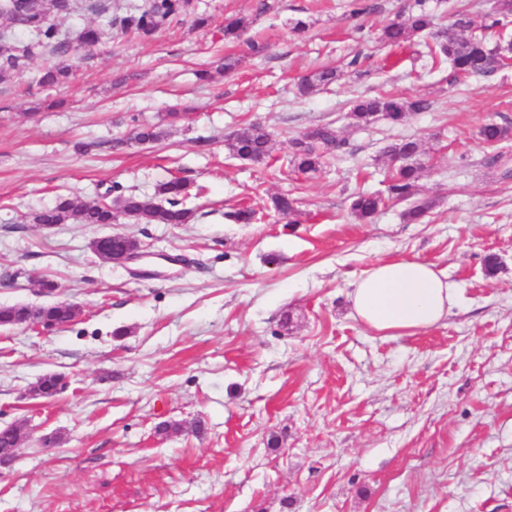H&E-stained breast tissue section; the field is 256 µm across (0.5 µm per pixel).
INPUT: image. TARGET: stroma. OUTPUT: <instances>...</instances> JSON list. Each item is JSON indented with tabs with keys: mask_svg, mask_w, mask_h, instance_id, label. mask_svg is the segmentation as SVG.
Returning a JSON list of instances; mask_svg holds the SVG:
<instances>
[{
	"mask_svg": "<svg viewBox=\"0 0 512 512\" xmlns=\"http://www.w3.org/2000/svg\"><path fill=\"white\" fill-rule=\"evenodd\" d=\"M349 2L192 0L184 24L151 36L104 30L72 58L69 83L34 86L42 50L0 80V306L81 308L49 333L0 328V427L25 428L0 468V512H512V141L477 138L488 121L512 127V66L449 85L424 36L380 40L414 0H364L358 17ZM230 15L268 43L264 56L225 42ZM359 52L361 71L349 65ZM225 56L232 71L217 68ZM323 66L338 81L298 96ZM384 91L429 108L353 125V98ZM180 104L195 111L171 125ZM252 122L271 132L269 156L230 158L225 137ZM326 122L348 154L314 173L286 168L291 139ZM142 124L167 135L138 143ZM406 137L423 148L430 218L408 223L391 204L358 223L350 196L384 191L387 148ZM497 150L506 163L483 166ZM174 175L198 192L195 223L28 221L115 184L150 196ZM280 194L298 213L275 211ZM237 206L256 221L225 220ZM116 232L151 258L101 260L93 241ZM404 258L447 275L458 302L435 327L381 335L348 292ZM44 280L55 294H41ZM49 373L63 393L29 397ZM165 421L184 428L158 435Z\"/></svg>",
	"mask_w": 512,
	"mask_h": 512,
	"instance_id": "obj_1",
	"label": "stroma"
}]
</instances>
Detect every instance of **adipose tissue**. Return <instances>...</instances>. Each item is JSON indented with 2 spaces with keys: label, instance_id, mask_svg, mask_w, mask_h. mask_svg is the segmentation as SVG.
Listing matches in <instances>:
<instances>
[{
  "label": "adipose tissue",
  "instance_id": "adipose-tissue-1",
  "mask_svg": "<svg viewBox=\"0 0 512 512\" xmlns=\"http://www.w3.org/2000/svg\"><path fill=\"white\" fill-rule=\"evenodd\" d=\"M458 290L431 264L419 260L372 266L353 284L350 303L355 316L386 335L432 328L456 305Z\"/></svg>",
  "mask_w": 512,
  "mask_h": 512
}]
</instances>
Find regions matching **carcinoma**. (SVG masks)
Listing matches in <instances>:
<instances>
[{
    "label": "carcinoma",
    "instance_id": "obj_1",
    "mask_svg": "<svg viewBox=\"0 0 512 512\" xmlns=\"http://www.w3.org/2000/svg\"><path fill=\"white\" fill-rule=\"evenodd\" d=\"M190 0H143L141 6L116 8L109 13L106 0H0V79L14 71L24 69L36 48L49 50L57 61L47 67L37 83L50 86L66 82L71 75L68 57L80 48L95 47L102 36V30L86 25L70 35L59 30L52 20V13H68L85 10L105 18L110 28L118 27L124 33L148 36L164 25L184 23ZM512 18V0H494L488 23L476 27L467 11L454 13V21L447 28H438L433 15L427 11L425 0H416L412 10L397 16L384 27L381 38L384 42L399 46L412 36L423 34L430 38L426 43L433 62L447 64L451 68L449 81L459 82L473 77L489 76L505 66L512 58V44L503 46L489 41L488 32ZM248 22L243 17L228 18L224 21V40L234 41L241 37ZM31 36V43L18 46L20 35ZM336 70L324 68L304 77L298 91L306 96L314 90L336 81ZM429 108L423 99H411L391 93L362 97L355 101L349 112L356 126H368L380 118L397 124L409 112H422ZM479 137L487 144H496L512 138V128L489 122L479 130ZM292 152L289 165L303 173H314L327 154L345 153V140L339 137L331 123L322 124L310 132L291 140ZM229 153L247 161H262L269 156L271 138L266 129L251 123L225 140ZM391 160L398 162L389 175L388 200L409 203L407 217L417 221L428 213L433 200L418 197V184L422 178L423 166L419 162L421 144L414 138L402 139L389 146ZM188 183L182 177L173 176L156 185L155 196L141 197L123 193L112 199H93L74 203L64 199L52 207L33 211L29 215L32 224H67L77 221L81 224H110L116 215L122 214L150 224H192L197 211L186 204ZM383 198L370 194L352 197L350 211L362 221L371 218L384 205ZM224 218L236 224H249L256 218V212L248 207L236 208L224 213ZM138 241L128 236L110 237L107 249L122 253L135 248ZM27 306L0 307V326L17 325L29 314ZM81 314L78 306L69 302H58L39 309L40 320L49 326L74 322ZM23 438L17 428L0 430V455L10 456L14 445Z\"/></svg>",
    "mask_w": 512,
    "mask_h": 512
}]
</instances>
